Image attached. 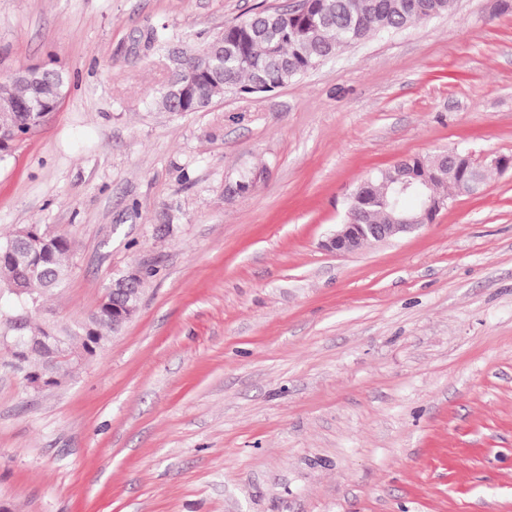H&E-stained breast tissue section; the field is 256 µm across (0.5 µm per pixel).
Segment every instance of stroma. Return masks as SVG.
Masks as SVG:
<instances>
[{"instance_id":"stroma-1","label":"stroma","mask_w":512,"mask_h":512,"mask_svg":"<svg viewBox=\"0 0 512 512\" xmlns=\"http://www.w3.org/2000/svg\"><path fill=\"white\" fill-rule=\"evenodd\" d=\"M291 2L0 0V71L72 79L0 162V238L72 242L44 316L154 272L60 386L0 367L10 512H512V169L416 233L322 246L370 172L512 157V0H456L270 93L155 109L168 62L140 35L200 46Z\"/></svg>"}]
</instances>
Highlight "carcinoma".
<instances>
[{
    "label": "carcinoma",
    "instance_id": "obj_1",
    "mask_svg": "<svg viewBox=\"0 0 512 512\" xmlns=\"http://www.w3.org/2000/svg\"><path fill=\"white\" fill-rule=\"evenodd\" d=\"M454 0H309L306 12L281 16L265 10L224 25V46L205 54L189 46L169 57L172 75L156 100L164 112H199L212 97L215 83L246 94L258 82L280 86L315 69L348 45L381 32H396L417 21L448 13ZM146 42L169 51L165 29L153 28ZM28 77L12 73L0 78V161L16 144L45 123L58 110L69 75L45 66L27 68ZM440 155L410 156L399 161L418 178L432 181L440 201L468 193L475 167L464 149ZM397 174V166L367 177L350 193L348 214L360 224H389L392 211L378 197ZM16 229L0 241V292L19 299L15 311L0 315V352L15 345L5 365L22 361L25 371L40 372L56 362L61 351L80 352L93 343L99 349L112 328V298L100 297L87 314L72 325L49 323L42 318L44 296L61 287L70 273L71 244L57 235L38 244L26 243ZM62 346L63 350L56 349Z\"/></svg>",
    "mask_w": 512,
    "mask_h": 512
}]
</instances>
